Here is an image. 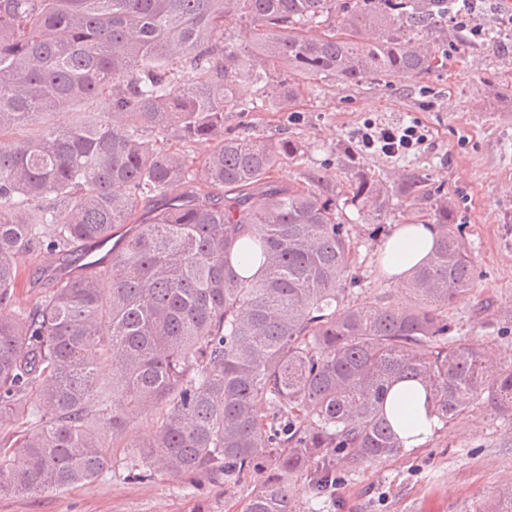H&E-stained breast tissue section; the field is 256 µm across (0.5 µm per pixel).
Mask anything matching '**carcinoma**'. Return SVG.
<instances>
[{"label": "carcinoma", "instance_id": "1", "mask_svg": "<svg viewBox=\"0 0 512 512\" xmlns=\"http://www.w3.org/2000/svg\"><path fill=\"white\" fill-rule=\"evenodd\" d=\"M446 15L448 0H0V496L93 481L104 433L120 438L142 412L158 413L135 444L152 470L222 475L226 490L256 477L244 512H294L293 478L322 489L330 448L400 456L384 404L402 380L445 422L485 398L512 423V362L451 336L472 261L448 200L411 299L351 301L339 205L380 225L384 184L350 157L341 204L313 176L279 186L272 173L300 143L232 122L294 111L297 75L426 74ZM74 108L89 115L62 117ZM27 125L34 136H12ZM203 140L214 147L197 161L188 147ZM243 237L261 261L252 277L232 264ZM29 253L51 291L6 313ZM483 512H512V487Z\"/></svg>", "mask_w": 512, "mask_h": 512}]
</instances>
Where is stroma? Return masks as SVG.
Instances as JSON below:
<instances>
[{"mask_svg":"<svg viewBox=\"0 0 512 512\" xmlns=\"http://www.w3.org/2000/svg\"><path fill=\"white\" fill-rule=\"evenodd\" d=\"M496 0H483L475 15L483 37L445 23L436 40L448 58L442 67L412 78L347 85L334 79L298 80V115L248 112L249 133L298 140L300 157L277 171L281 183L315 175L329 191L345 194L350 172L345 153L357 149L365 123L420 124L428 132L415 153L388 157L361 152L362 166L388 190L384 231L370 233L348 207L343 218L357 240L352 299L372 306L382 297L405 299L383 277L377 252L387 228L433 220L438 197L448 199L468 242L473 288L466 302L448 310L453 336L512 355V29L502 24ZM418 181V201L401 193L407 176ZM154 415L133 420L117 441H105L108 463L92 482L37 495L0 498V512H243L254 481L225 489L223 480L187 486L162 473L138 479L145 466L134 449L152 430ZM335 484L314 492L295 480L294 512H482L484 502L512 485V426L485 402L471 404L440 423L429 443L380 463L336 460Z\"/></svg>","mask_w":512,"mask_h":512,"instance_id":"1","label":"stroma"}]
</instances>
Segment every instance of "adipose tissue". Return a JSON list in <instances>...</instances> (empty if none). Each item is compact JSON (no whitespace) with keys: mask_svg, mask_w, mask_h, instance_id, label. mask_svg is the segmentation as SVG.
Returning <instances> with one entry per match:
<instances>
[{"mask_svg":"<svg viewBox=\"0 0 512 512\" xmlns=\"http://www.w3.org/2000/svg\"><path fill=\"white\" fill-rule=\"evenodd\" d=\"M436 240L434 225L409 223L394 225L381 245L382 267L396 285H403L413 268L430 255ZM389 417L403 447L426 445L439 425L426 390L412 381L396 383L386 403Z\"/></svg>","mask_w":512,"mask_h":512,"instance_id":"ef3b65f1","label":"adipose tissue"}]
</instances>
